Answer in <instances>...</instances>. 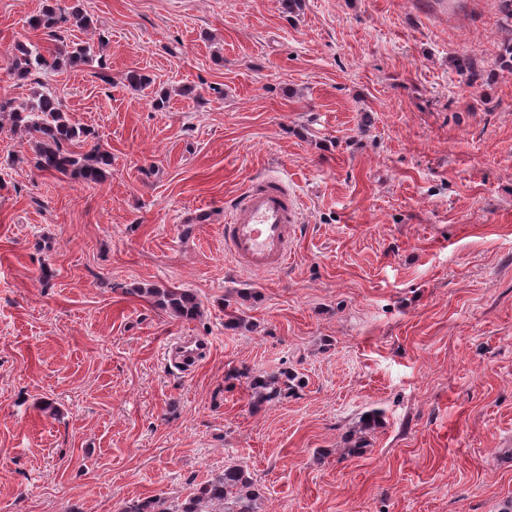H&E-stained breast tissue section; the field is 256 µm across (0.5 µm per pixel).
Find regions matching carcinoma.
<instances>
[{"mask_svg":"<svg viewBox=\"0 0 512 512\" xmlns=\"http://www.w3.org/2000/svg\"><path fill=\"white\" fill-rule=\"evenodd\" d=\"M72 19L81 25L89 22L80 8V0L73 2L69 12L58 4V0H46L41 10L29 19V26L58 41L65 25ZM8 54L13 74L25 79L42 70L87 63L90 51L76 43L57 46L45 54L37 45L18 41ZM454 67L463 76L466 86L474 88L484 82L486 70L473 56H457ZM4 112L8 113L12 127L36 139L35 167L41 172L74 176L86 184H97L105 177L106 168L112 165L111 156L96 145L85 153L74 150V146L88 139L92 132L69 118L54 91L42 93L35 106H16L11 101L0 100V114ZM145 294L158 308L181 320H193L200 312L197 297L186 289L148 288ZM234 378L245 379L246 388L256 404L279 400L302 385L298 376L288 370L269 374L243 369L236 371ZM118 512H262V499L249 469L231 462L181 499L171 502L161 497L129 499L122 503Z\"/></svg>","mask_w":512,"mask_h":512,"instance_id":"carcinoma-1","label":"carcinoma"}]
</instances>
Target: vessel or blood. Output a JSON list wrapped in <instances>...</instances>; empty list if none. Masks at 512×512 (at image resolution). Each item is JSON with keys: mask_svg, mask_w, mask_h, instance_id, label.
<instances>
[{"mask_svg": "<svg viewBox=\"0 0 512 512\" xmlns=\"http://www.w3.org/2000/svg\"><path fill=\"white\" fill-rule=\"evenodd\" d=\"M300 215L301 202L283 180L253 179L224 219V250L253 272L281 268L291 257L300 234ZM206 349L205 341L189 336L176 345L170 360L188 371Z\"/></svg>", "mask_w": 512, "mask_h": 512, "instance_id": "obj_1", "label": "vessel or blood"}]
</instances>
